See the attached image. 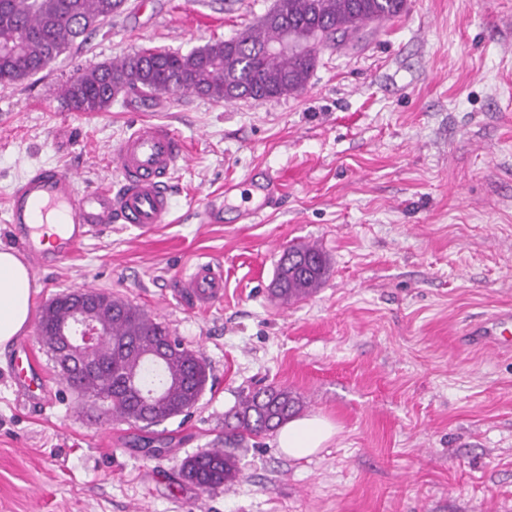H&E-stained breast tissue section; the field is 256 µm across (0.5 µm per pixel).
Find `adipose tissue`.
Masks as SVG:
<instances>
[{"mask_svg":"<svg viewBox=\"0 0 512 512\" xmlns=\"http://www.w3.org/2000/svg\"><path fill=\"white\" fill-rule=\"evenodd\" d=\"M31 276L26 264L9 249H0V347L11 344L28 324L31 314ZM335 433L321 417L296 418L278 431L284 455L304 458L316 453Z\"/></svg>","mask_w":512,"mask_h":512,"instance_id":"adipose-tissue-1","label":"adipose tissue"}]
</instances>
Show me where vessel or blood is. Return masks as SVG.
<instances>
[{
	"label": "vessel or blood",
	"instance_id": "1",
	"mask_svg": "<svg viewBox=\"0 0 512 512\" xmlns=\"http://www.w3.org/2000/svg\"><path fill=\"white\" fill-rule=\"evenodd\" d=\"M112 159L117 175L113 187L82 192L76 175L42 165L12 188L6 222L32 271L52 268L74 256L93 233L112 225L149 232L166 223L173 211L171 178L187 160L183 140L166 124L144 122L116 142ZM49 219L60 224L61 231L47 242L37 226ZM176 291L189 305H213L224 296V270L214 261H198L180 276ZM473 333L495 346H506L512 339V312L503 311L477 323ZM13 376L34 404H43L50 396L49 380L27 342L14 349Z\"/></svg>",
	"mask_w": 512,
	"mask_h": 512
}]
</instances>
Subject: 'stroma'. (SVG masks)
<instances>
[{"label":"stroma","instance_id":"35a3bbf8","mask_svg":"<svg viewBox=\"0 0 512 512\" xmlns=\"http://www.w3.org/2000/svg\"><path fill=\"white\" fill-rule=\"evenodd\" d=\"M275 0H126L86 43L28 81L0 85V248L6 201L30 169L107 176L139 123L187 144L173 220L118 228L45 270L33 303L90 288L140 306L206 361L189 416L144 429L71 390L40 339L52 405L33 407L0 348V512H512V348L474 323L512 309V0H408L359 47L321 50L306 90L228 104L195 94L121 97L74 112L61 86L146 48L188 53L234 37ZM281 190L260 223L235 222L254 169ZM328 260L306 299H272L288 246ZM224 268V297L173 291L197 261ZM275 385L336 433L315 454L247 440L229 486L183 483L184 459L224 445V418Z\"/></svg>","mask_w":512,"mask_h":512}]
</instances>
